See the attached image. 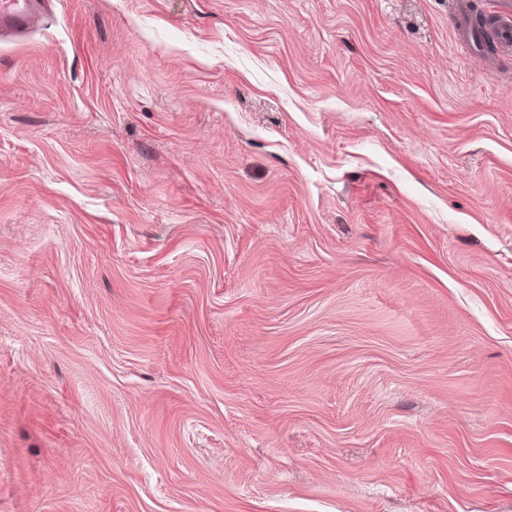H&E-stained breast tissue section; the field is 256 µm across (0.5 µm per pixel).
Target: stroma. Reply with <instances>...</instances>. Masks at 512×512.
Instances as JSON below:
<instances>
[{
    "mask_svg": "<svg viewBox=\"0 0 512 512\" xmlns=\"http://www.w3.org/2000/svg\"><path fill=\"white\" fill-rule=\"evenodd\" d=\"M44 2L0 512H512V55L452 0Z\"/></svg>",
    "mask_w": 512,
    "mask_h": 512,
    "instance_id": "1",
    "label": "stroma"
}]
</instances>
